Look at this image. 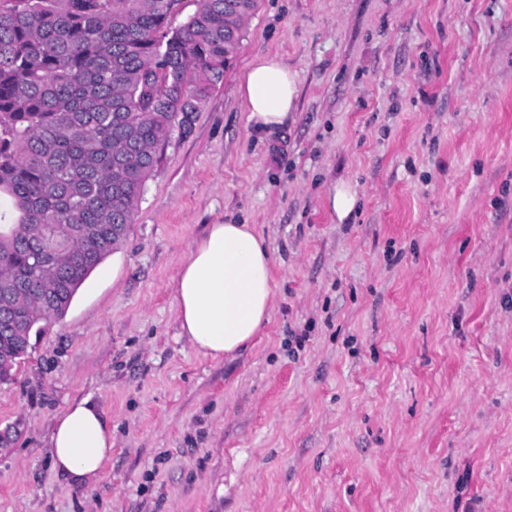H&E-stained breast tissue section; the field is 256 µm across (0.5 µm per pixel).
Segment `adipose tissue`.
I'll return each mask as SVG.
<instances>
[{
    "label": "adipose tissue",
    "instance_id": "adipose-tissue-1",
    "mask_svg": "<svg viewBox=\"0 0 512 512\" xmlns=\"http://www.w3.org/2000/svg\"><path fill=\"white\" fill-rule=\"evenodd\" d=\"M293 74L278 59L258 58L244 73L247 122L256 131L279 129L295 107ZM272 254L251 224H213L193 242L176 280L181 334L203 355L232 357L269 321L275 285ZM112 456V421L92 401H71L57 415L50 439L52 470L83 485L97 479Z\"/></svg>",
    "mask_w": 512,
    "mask_h": 512
}]
</instances>
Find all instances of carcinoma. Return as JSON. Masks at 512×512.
<instances>
[{
    "label": "carcinoma",
    "instance_id": "carcinoma-1",
    "mask_svg": "<svg viewBox=\"0 0 512 512\" xmlns=\"http://www.w3.org/2000/svg\"><path fill=\"white\" fill-rule=\"evenodd\" d=\"M0 0V382L124 239L257 0Z\"/></svg>",
    "mask_w": 512,
    "mask_h": 512
}]
</instances>
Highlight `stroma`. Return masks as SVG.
<instances>
[{"label":"stroma","instance_id":"stroma-1","mask_svg":"<svg viewBox=\"0 0 512 512\" xmlns=\"http://www.w3.org/2000/svg\"><path fill=\"white\" fill-rule=\"evenodd\" d=\"M265 55L297 83L271 134L240 92ZM223 222L276 285L232 360L174 300ZM89 281L0 384V512H512V0H258ZM84 396L112 457L76 486L48 442Z\"/></svg>","mask_w":512,"mask_h":512}]
</instances>
